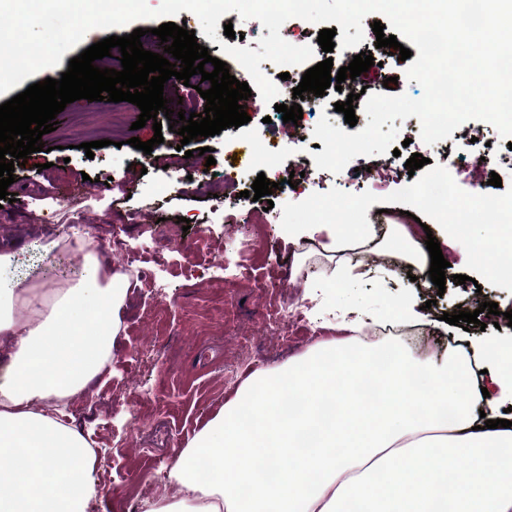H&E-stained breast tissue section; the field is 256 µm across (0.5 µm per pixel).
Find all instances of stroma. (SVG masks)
I'll list each match as a JSON object with an SVG mask.
<instances>
[{
    "label": "stroma",
    "instance_id": "obj_1",
    "mask_svg": "<svg viewBox=\"0 0 512 512\" xmlns=\"http://www.w3.org/2000/svg\"><path fill=\"white\" fill-rule=\"evenodd\" d=\"M79 6L61 11L56 0H47L41 24L23 27L22 35L44 43L42 65L0 88V104L26 90L29 84L45 80L49 73L66 72L70 59L94 43V36L78 34ZM377 14L363 20L365 39L359 51L375 60L358 78L366 94L388 92L422 97L423 88L406 77L407 62L376 48L372 31ZM250 117L235 128L242 141L253 139L263 129L264 118L284 127V141L278 142L260 170L277 181L283 171L303 173L306 194L339 189L351 194L371 192L383 197L409 181L406 161L419 153L432 165L444 166L466 192L494 193L489 183L493 173L477 170L471 156L489 151L502 154L512 149L491 124L471 121L482 129L478 141L466 153H458L459 135L446 144L428 145L420 138V122L409 117L399 122V139L408 140L400 156L390 157L392 179L383 187L372 181H350L348 171L333 173L312 163L315 151L313 131L321 112L304 113L298 123H286L273 104L253 93L246 102ZM98 106L81 99L67 104L57 116L53 132L43 135L44 151L28 155L25 165L16 166L10 185L14 202L0 207V245L26 247L27 266L13 271L16 279H32L46 258L43 239L54 237V225L76 224L93 240L103 263L119 266L110 243L120 240L128 249L142 251L150 278L130 289L121 310L123 329L112 345L108 371L86 392L70 399L66 413L80 419L81 427L97 450L95 477L100 490L91 512H139L142 500L171 499L177 489L168 477L179 448L230 400L242 382L258 368L283 365L289 358L306 352L316 342L339 336V317L344 309L358 307L369 312L365 327L413 331L397 313L398 303L412 297L418 304L432 302L433 312L457 314L474 311L477 303H497L501 316L488 324L487 313L478 323L462 326L439 325L427 343L410 344L412 355L425 363L439 365L451 348L465 346L490 336L502 345L512 344V324L505 314L512 310V292L482 282L457 284L455 277L466 274L467 253L462 244L447 237L438 223H431L433 237L440 244L449 266L444 293L429 286L427 268L417 266L413 254L425 252V243L392 244L396 234L387 229L358 247H335L327 235L308 237L287 234L281 225L284 199L280 192L259 198L244 223L228 224L227 212L236 211L234 200L218 203L211 196L193 198L184 190L180 167L185 152L179 150L181 137L164 132V141L144 155L121 144L120 134L105 132L109 144L86 157L81 143L91 136L85 122L99 119ZM45 173H38V165ZM99 180L101 192L77 191L83 177ZM270 207V221L255 223L253 214ZM189 226H182V219ZM180 236L181 249H172L173 236ZM212 240L219 257L193 252L195 237ZM254 241V256L247 271L236 266L241 242ZM369 255V278L355 281L346 275L355 267L353 251ZM303 300L307 318L289 325L287 341L268 334L263 315L281 289ZM251 337L253 356L240 363L237 345Z\"/></svg>",
    "mask_w": 512,
    "mask_h": 512
}]
</instances>
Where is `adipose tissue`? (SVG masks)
I'll list each match as a JSON object with an SVG mask.
<instances>
[{"label":"adipose tissue","instance_id":"obj_1","mask_svg":"<svg viewBox=\"0 0 512 512\" xmlns=\"http://www.w3.org/2000/svg\"><path fill=\"white\" fill-rule=\"evenodd\" d=\"M45 256L81 254L75 284L46 297L2 278L25 250H0V512H88L96 454L58 401L85 391L111 359L129 274L91 239H46ZM26 316H17V309ZM488 369L476 377L472 357ZM301 400L285 412L284 399ZM512 347L488 339L431 366L406 347L353 349L333 337L277 368L252 372L178 450L174 500L140 512H512Z\"/></svg>","mask_w":512,"mask_h":512}]
</instances>
